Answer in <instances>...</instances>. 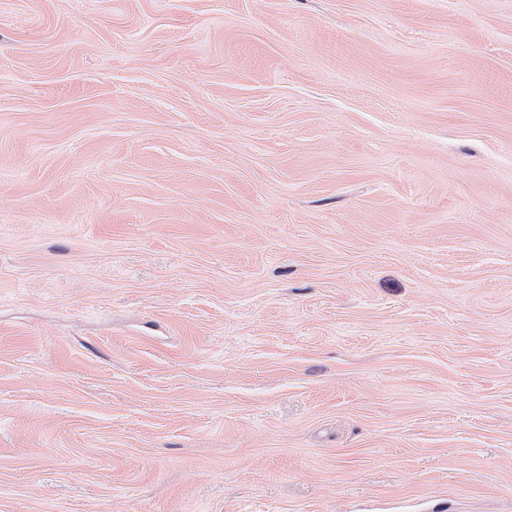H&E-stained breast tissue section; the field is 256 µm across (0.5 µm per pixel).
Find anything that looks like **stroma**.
I'll return each instance as SVG.
<instances>
[{
    "mask_svg": "<svg viewBox=\"0 0 512 512\" xmlns=\"http://www.w3.org/2000/svg\"><path fill=\"white\" fill-rule=\"evenodd\" d=\"M0 512H512V0H0Z\"/></svg>",
    "mask_w": 512,
    "mask_h": 512,
    "instance_id": "1",
    "label": "stroma"
}]
</instances>
